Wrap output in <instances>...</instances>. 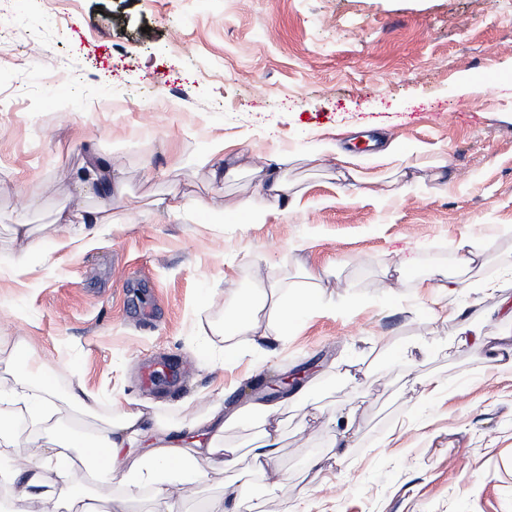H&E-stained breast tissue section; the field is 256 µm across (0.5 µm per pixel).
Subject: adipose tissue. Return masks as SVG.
Returning <instances> with one entry per match:
<instances>
[{
	"label": "adipose tissue",
	"instance_id": "adipose-tissue-1",
	"mask_svg": "<svg viewBox=\"0 0 512 512\" xmlns=\"http://www.w3.org/2000/svg\"><path fill=\"white\" fill-rule=\"evenodd\" d=\"M287 164V159L275 160L273 168L260 177L254 197L242 202L244 212L260 217L279 209L291 192L282 175ZM108 222V215L87 216L81 207H73L60 224V244L64 247H90ZM329 274L326 268L306 270L301 274L303 287L291 289L281 282L272 281L261 289L259 295H239L227 301L224 323L219 329L224 337L225 363L234 362L239 351L254 344L256 339H284L290 320L296 313V305L319 303V287ZM279 411V406L258 403L248 410L228 415L222 405L208 406L193 424L198 432L195 445L210 453L223 451L225 471H237L240 457L237 449L225 445L224 432L233 426L256 422L260 431L251 450L250 471L254 474L267 473L273 468L281 443L277 420ZM147 417L144 410H128L108 423L86 426L79 433L85 441L84 452L96 460L101 473L108 476L120 473L125 499L146 495L161 503L164 512H182L184 498L174 493L175 482L171 474L184 472L190 483L198 479L186 461L183 429L176 424L150 427L146 424ZM13 445L32 448L33 453L26 465L12 470L9 512H59L64 504L69 505L71 512H95L78 485L50 483L45 479L46 471L66 468L73 452V441L58 439L51 446L34 447L24 437L14 440Z\"/></svg>",
	"mask_w": 512,
	"mask_h": 512
}]
</instances>
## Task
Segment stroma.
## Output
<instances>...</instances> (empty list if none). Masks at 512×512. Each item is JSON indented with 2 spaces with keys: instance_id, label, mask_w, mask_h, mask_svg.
I'll use <instances>...</instances> for the list:
<instances>
[{
  "instance_id": "stroma-1",
  "label": "stroma",
  "mask_w": 512,
  "mask_h": 512,
  "mask_svg": "<svg viewBox=\"0 0 512 512\" xmlns=\"http://www.w3.org/2000/svg\"><path fill=\"white\" fill-rule=\"evenodd\" d=\"M219 145L245 169L216 182L196 160ZM279 155L298 195L251 220L250 171ZM94 160L123 197L76 184ZM174 192L180 218L155 207ZM76 200L113 224L56 249ZM20 222L46 251L25 272ZM466 234L488 249L464 288L420 287ZM405 257L413 273L386 275ZM330 264V309L224 369L211 326L225 299ZM506 298L512 0H0V310L22 339L0 389L28 385L34 365L57 414L79 385L93 420L154 404L188 424L212 401L247 406L231 382L308 367L250 512H512V365L456 342L466 321L499 335ZM150 361L165 373L146 384ZM432 379L444 391L428 401ZM351 401L339 457L330 418ZM193 466L184 512H224L236 478L217 454ZM66 478L106 512L122 496L89 460Z\"/></svg>"
}]
</instances>
